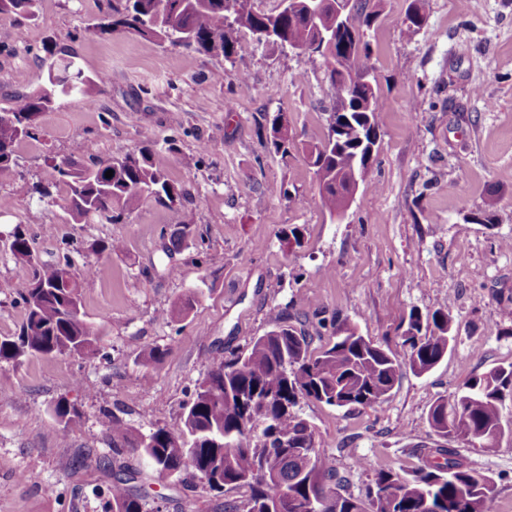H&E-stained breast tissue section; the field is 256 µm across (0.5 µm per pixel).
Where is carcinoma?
<instances>
[{
    "mask_svg": "<svg viewBox=\"0 0 512 512\" xmlns=\"http://www.w3.org/2000/svg\"><path fill=\"white\" fill-rule=\"evenodd\" d=\"M317 12L309 0H288V10L259 13L253 0H112L109 12L93 27L110 36L117 30L158 43L169 42L227 61L253 51L268 25L280 30L281 47L314 43L321 32L336 27L332 0H320ZM36 0H0V14L34 15ZM375 12L357 6L347 25L332 42L318 46L326 63V79L337 110L328 115L324 137L302 147L314 168L318 200L330 218L343 208L349 180L367 183L377 158L371 147L379 140L381 107L377 87L355 90L349 97L344 75L372 73L371 48L366 39ZM426 24L420 7L411 4L406 29ZM244 28L253 36L236 35ZM99 81L87 76L65 57L51 61L39 91L0 107V178L18 167L15 145L39 134L37 119L52 107L59 94L93 97ZM270 144L288 154L297 145L288 135V118L277 113L271 123ZM167 155L141 147L109 161L78 168L69 159L54 164L57 182L74 221L96 216L118 223L146 198L174 203L187 191L165 174ZM113 176L105 177L107 171ZM499 198L490 194L471 216L478 224H492ZM12 255L31 267L21 292L26 316L13 336H0V363H16L29 356L64 353L93 355L101 336L81 312L84 289L106 273L100 261L73 275L63 255L53 264L33 261L30 241L22 228L12 234ZM273 329L253 339L211 366L195 385L181 425L158 426L147 435L133 436L117 416L104 414L112 431V450L128 448L156 472L188 473L215 482L211 491L246 487L242 506L224 504V512H491L496 493L493 478L466 463L457 449L439 445L420 449L421 464L400 475L380 470L362 497L345 492L349 478L321 449L312 423L298 409L310 400L348 410L381 406L398 380L402 365L418 374L431 370L454 340L449 314L438 309L426 315L413 311L403 332L405 361L338 319L318 320L331 327L324 346L311 348L312 338L280 317L270 318ZM512 397V363L472 378L452 398L431 405L428 423L440 440L461 441L472 448H493L504 433L501 406ZM260 426V433H244L242 424ZM135 472L120 469L111 487L110 512H148L146 499L129 483Z\"/></svg>",
    "mask_w": 512,
    "mask_h": 512,
    "instance_id": "cac0c4a2",
    "label": "carcinoma"
}]
</instances>
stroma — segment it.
<instances>
[{
    "label": "stroma",
    "instance_id": "obj_1",
    "mask_svg": "<svg viewBox=\"0 0 512 512\" xmlns=\"http://www.w3.org/2000/svg\"><path fill=\"white\" fill-rule=\"evenodd\" d=\"M415 0H366L383 108L379 154L346 216L330 219L316 202L302 154L267 148L276 113L299 142L323 137L330 86L322 58L270 45L226 62L220 55L159 44L132 33L96 35L107 0H37L34 16L1 14L12 32L0 52V107L38 90L65 51L85 74H106L94 102L58 96L40 118L37 139L16 146L20 166L0 179V336L18 332L26 268L11 254L23 228L41 262L70 254L75 274L104 262L108 276L83 294L88 323L102 335L94 357H29L0 365V512H105L121 466L138 468L133 489L150 512H224L246 489L219 495L186 479L139 469L136 455L112 452L101 420L112 410L134 433L175 426L195 384L220 358L270 330L272 312L326 344L317 319L338 317L404 356L410 312L448 311L456 339L428 373L403 369L377 410L347 411L304 400L348 489L364 494L374 471L415 469L432 447L427 414L470 378L512 363V0H416L426 25L407 32ZM247 73L244 84L227 76ZM176 138L167 178L186 199H145L121 223H73L63 189L42 198L53 162L88 166ZM85 152L74 153L75 144ZM500 199L494 224L470 219L489 193ZM309 198L300 206L292 195ZM189 225L180 251L162 248ZM300 227V244L281 231ZM119 239L122 251L97 255ZM186 319L169 311L187 294ZM164 359L147 363L151 348ZM74 407L67 435L54 409ZM467 462L496 482L491 512H512V435L490 451L459 445ZM366 469H359V462Z\"/></svg>",
    "mask_w": 512,
    "mask_h": 512
}]
</instances>
